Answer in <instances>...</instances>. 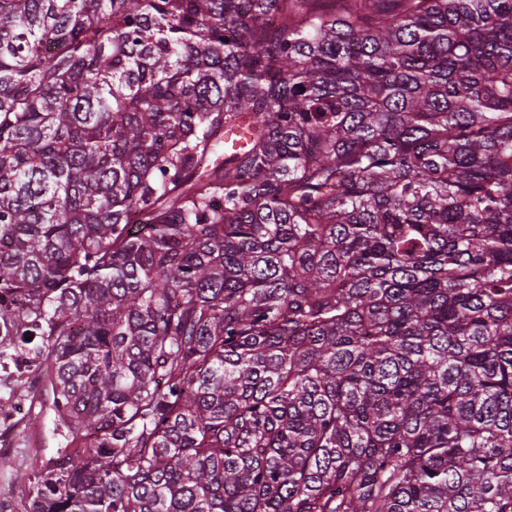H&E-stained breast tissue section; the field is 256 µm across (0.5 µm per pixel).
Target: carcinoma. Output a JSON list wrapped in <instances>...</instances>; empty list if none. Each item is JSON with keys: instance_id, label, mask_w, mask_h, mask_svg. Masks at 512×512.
I'll use <instances>...</instances> for the list:
<instances>
[{"instance_id": "1", "label": "carcinoma", "mask_w": 512, "mask_h": 512, "mask_svg": "<svg viewBox=\"0 0 512 512\" xmlns=\"http://www.w3.org/2000/svg\"><path fill=\"white\" fill-rule=\"evenodd\" d=\"M0 326L31 512H512V0H0ZM0 332V401L13 404L24 401L17 409H5L4 424L14 427L25 415V406L34 412L39 423L37 432L17 427L11 436L12 447L6 454L7 463L0 466V512H28L29 501L33 496V467L46 465L55 459L68 445L66 429L57 420L51 409V397L45 385L37 387L29 383V373L15 371L11 355L16 354L10 341L3 339ZM10 364V368L6 364ZM21 415L19 419H16Z\"/></svg>"}]
</instances>
